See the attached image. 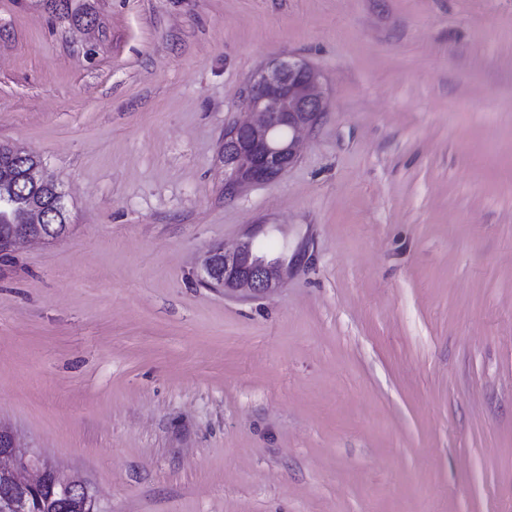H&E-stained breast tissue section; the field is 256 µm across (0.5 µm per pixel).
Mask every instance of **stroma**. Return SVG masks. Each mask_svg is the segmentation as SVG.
<instances>
[{"mask_svg":"<svg viewBox=\"0 0 512 512\" xmlns=\"http://www.w3.org/2000/svg\"><path fill=\"white\" fill-rule=\"evenodd\" d=\"M0 0V143L70 231L0 259V425L100 512H512V0ZM293 56L328 105L224 196ZM258 224L313 259L197 280ZM327 108L319 72L288 56L270 61L250 79L245 116L224 128V196L286 174L299 157V135ZM251 229L233 249L211 247L205 258L200 282L210 288H224L227 292H242L249 297H258L278 289L283 277L300 266L301 259L295 254L288 262V249L272 254L261 250L255 242L260 232L270 225L262 224ZM221 255L224 270L216 278L212 269V257Z\"/></svg>","mask_w":512,"mask_h":512,"instance_id":"1","label":"stroma"}]
</instances>
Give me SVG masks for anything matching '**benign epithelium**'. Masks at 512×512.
<instances>
[{"label":"benign epithelium","instance_id":"benign-epithelium-1","mask_svg":"<svg viewBox=\"0 0 512 512\" xmlns=\"http://www.w3.org/2000/svg\"><path fill=\"white\" fill-rule=\"evenodd\" d=\"M327 108L319 72L288 56L270 61L250 79L243 97L245 116L224 128V196L286 174L299 157V135L313 129ZM16 159L21 178L34 185L53 180L41 171L36 156L0 145V156ZM48 208L36 204L25 219L13 222L10 237L0 241V254L28 242L46 239L41 224ZM268 225L247 232L233 249L212 248L205 258L200 282L224 292L258 297L278 289L283 277L300 266L283 250L272 254L255 242ZM0 512H99L97 500L84 482L65 476L40 452L22 448L0 428Z\"/></svg>","mask_w":512,"mask_h":512}]
</instances>
